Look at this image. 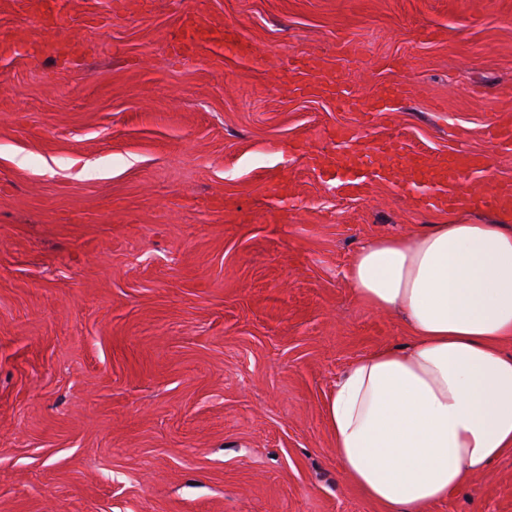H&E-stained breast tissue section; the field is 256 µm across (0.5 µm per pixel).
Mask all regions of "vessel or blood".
I'll return each mask as SVG.
<instances>
[{"instance_id":"b4317fda","label":"vessel or blood","mask_w":512,"mask_h":512,"mask_svg":"<svg viewBox=\"0 0 512 512\" xmlns=\"http://www.w3.org/2000/svg\"><path fill=\"white\" fill-rule=\"evenodd\" d=\"M183 29L185 39L173 47L178 56L188 55L199 43L208 39L206 29L194 14L185 15ZM288 70L293 77L295 91L310 96L342 93L346 105L359 106L361 112L373 120L391 119L395 102L405 94L404 86L394 83L361 103L351 91L342 90V80L337 72L330 71L314 78L302 63L293 59L288 62ZM400 151L401 147L396 141L375 142L357 149L355 162L345 163L340 156L331 159L327 167L319 169L318 175L323 180L335 182L337 191L346 196L360 195L373 182L391 181L400 195L420 208H454L472 200L477 201L485 211L512 208L511 180L496 181L491 190L480 194L470 192L472 180L487 173L481 153L450 154L439 159L435 166L420 170L417 177L396 181L385 162L399 158Z\"/></svg>"}]
</instances>
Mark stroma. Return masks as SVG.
<instances>
[{"label": "stroma", "instance_id": "35a3bbf8", "mask_svg": "<svg viewBox=\"0 0 512 512\" xmlns=\"http://www.w3.org/2000/svg\"><path fill=\"white\" fill-rule=\"evenodd\" d=\"M0 0V512H382L341 476L325 402L410 340L346 278L367 239L496 212L348 197L314 165L395 137L512 180V0ZM263 55L177 58L182 16ZM388 123L303 96L288 60ZM432 512H512V453ZM406 91L402 84L393 83L385 87L379 94L360 104V112L372 119L390 120L394 104L403 98Z\"/></svg>", "mask_w": 512, "mask_h": 512}]
</instances>
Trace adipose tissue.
Listing matches in <instances>:
<instances>
[{
  "instance_id": "adipose-tissue-1",
  "label": "adipose tissue",
  "mask_w": 512,
  "mask_h": 512,
  "mask_svg": "<svg viewBox=\"0 0 512 512\" xmlns=\"http://www.w3.org/2000/svg\"><path fill=\"white\" fill-rule=\"evenodd\" d=\"M347 280L411 341L338 378L325 419L339 471L383 512H430L512 452V215L368 239Z\"/></svg>"
}]
</instances>
